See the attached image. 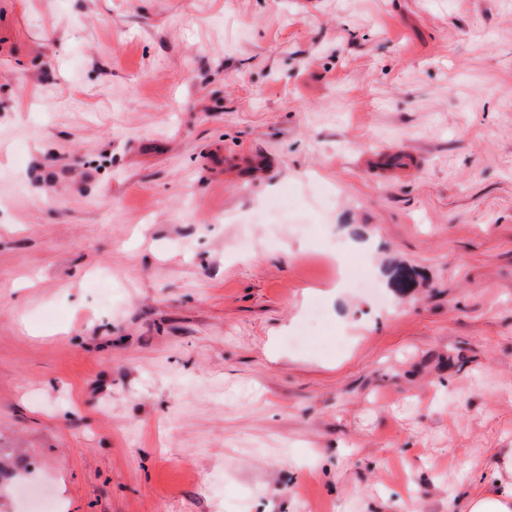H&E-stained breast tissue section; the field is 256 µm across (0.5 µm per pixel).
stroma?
Masks as SVG:
<instances>
[{
    "mask_svg": "<svg viewBox=\"0 0 512 512\" xmlns=\"http://www.w3.org/2000/svg\"><path fill=\"white\" fill-rule=\"evenodd\" d=\"M0 446L58 512L512 479V0H0Z\"/></svg>",
    "mask_w": 512,
    "mask_h": 512,
    "instance_id": "stroma-1",
    "label": "stroma"
}]
</instances>
